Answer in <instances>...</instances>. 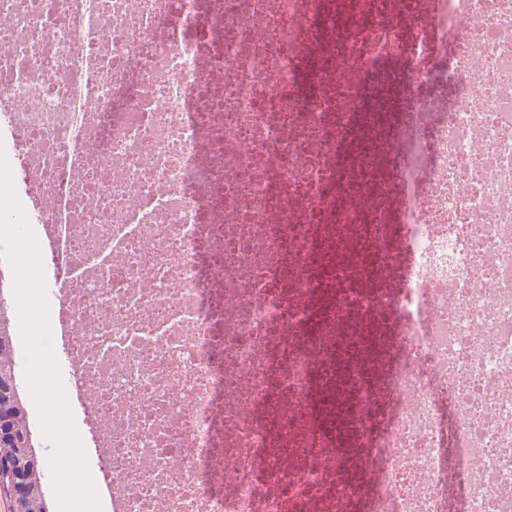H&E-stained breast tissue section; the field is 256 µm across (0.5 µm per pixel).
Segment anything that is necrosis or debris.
<instances>
[{
    "label": "necrosis or debris",
    "instance_id": "necrosis-or-debris-1",
    "mask_svg": "<svg viewBox=\"0 0 512 512\" xmlns=\"http://www.w3.org/2000/svg\"><path fill=\"white\" fill-rule=\"evenodd\" d=\"M309 103L291 17L308 0H0V145L36 235L64 389L102 512H288L315 498L362 512H503L512 500V0H440L443 50L405 43L376 0ZM398 62L402 125L364 141L417 154L402 224L387 194L327 209L347 71ZM354 231L376 264L329 286L394 324L372 375L353 364L365 486L336 484L310 429L313 385L335 378L340 315L314 347L293 336ZM286 323L284 372L255 343Z\"/></svg>",
    "mask_w": 512,
    "mask_h": 512
}]
</instances>
